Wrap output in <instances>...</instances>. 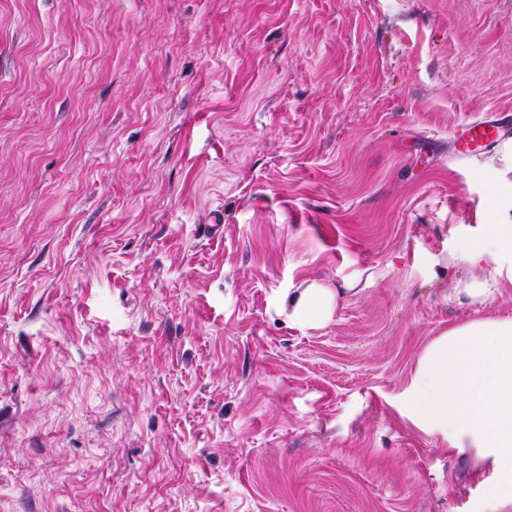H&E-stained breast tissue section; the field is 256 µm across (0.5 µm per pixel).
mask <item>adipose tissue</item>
<instances>
[{
  "label": "adipose tissue",
  "instance_id": "1",
  "mask_svg": "<svg viewBox=\"0 0 512 512\" xmlns=\"http://www.w3.org/2000/svg\"><path fill=\"white\" fill-rule=\"evenodd\" d=\"M452 261L470 271L453 290L458 303L486 304L492 280L512 283V214L460 236ZM333 299L323 286L298 290L291 316L322 321ZM407 414L423 428L447 431L449 447L493 457L503 473L498 494L512 503V317L454 324L433 341L418 361Z\"/></svg>",
  "mask_w": 512,
  "mask_h": 512
}]
</instances>
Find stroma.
Segmentation results:
<instances>
[{
	"instance_id": "35a3bbf8",
	"label": "stroma",
	"mask_w": 512,
	"mask_h": 512,
	"mask_svg": "<svg viewBox=\"0 0 512 512\" xmlns=\"http://www.w3.org/2000/svg\"><path fill=\"white\" fill-rule=\"evenodd\" d=\"M509 110L512 0H0V512H512L405 414ZM470 142L483 145L484 148L503 142L511 136L512 124L497 114H487L469 126ZM334 293L330 288L312 285L295 293L289 303L291 314L288 317L307 321L320 322L331 310Z\"/></svg>"
}]
</instances>
